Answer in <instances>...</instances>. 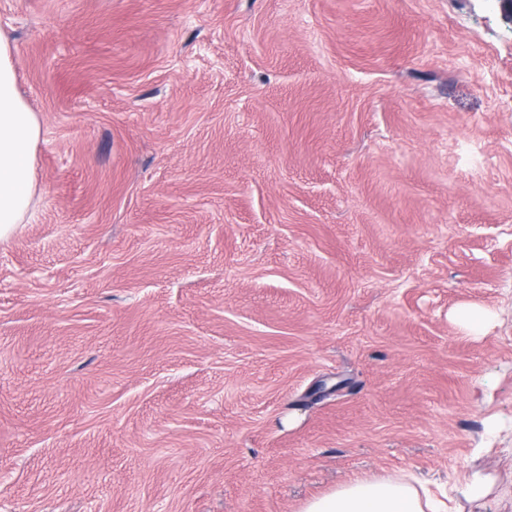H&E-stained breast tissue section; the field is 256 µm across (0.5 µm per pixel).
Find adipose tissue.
I'll use <instances>...</instances> for the list:
<instances>
[{
    "mask_svg": "<svg viewBox=\"0 0 512 512\" xmlns=\"http://www.w3.org/2000/svg\"><path fill=\"white\" fill-rule=\"evenodd\" d=\"M42 136L36 112L19 95L12 42L0 31V240L30 213L35 152ZM301 512H435L411 477H359L308 500Z\"/></svg>",
    "mask_w": 512,
    "mask_h": 512,
    "instance_id": "adipose-tissue-1",
    "label": "adipose tissue"
}]
</instances>
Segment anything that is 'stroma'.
<instances>
[{"label":"stroma","instance_id":"stroma-1","mask_svg":"<svg viewBox=\"0 0 512 512\" xmlns=\"http://www.w3.org/2000/svg\"><path fill=\"white\" fill-rule=\"evenodd\" d=\"M0 29L43 127L0 242V512L404 474L512 512L496 0H0Z\"/></svg>","mask_w":512,"mask_h":512}]
</instances>
